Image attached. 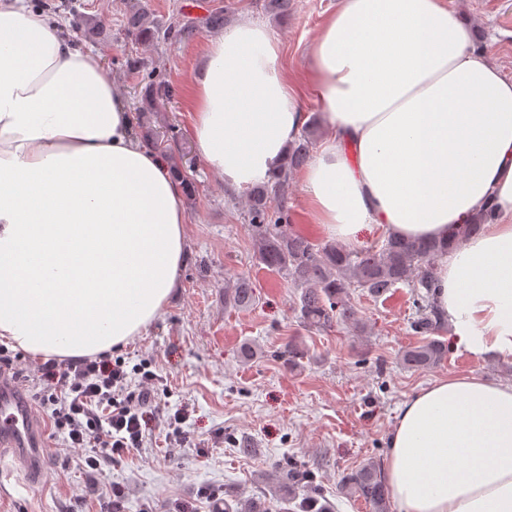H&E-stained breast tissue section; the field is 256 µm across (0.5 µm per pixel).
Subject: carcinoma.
I'll return each mask as SVG.
<instances>
[{
	"label": "carcinoma",
	"instance_id": "carcinoma-1",
	"mask_svg": "<svg viewBox=\"0 0 512 512\" xmlns=\"http://www.w3.org/2000/svg\"><path fill=\"white\" fill-rule=\"evenodd\" d=\"M224 26V9L217 8L203 20H188L174 32L160 27L153 15L140 3H129L125 27L142 43L179 38L188 39L199 28ZM142 142L148 148L167 153L159 142L158 131L143 126ZM310 134L299 136L288 151L286 163L270 180L251 187L247 194L248 220L254 232L259 262L266 268L284 273L299 292L297 297L300 324L308 330H326L344 322L356 331L361 323L350 302V288L357 286L373 297H381L399 284L413 288L416 316L412 327L423 340L404 350V367L419 370L439 364L448 354V346L437 334L444 327L435 301V261L448 253L453 241L478 234L495 219L489 208L472 224H462L455 240H409L395 235L387 237L380 248H349L337 243L313 244L306 236L284 230L288 215L275 208L274 202L288 185L292 171L305 164L310 156ZM254 300L248 280L237 278L224 286V306L247 308ZM275 488L282 492L288 509L285 512H334V507L314 484L313 473L306 465L286 462L277 468ZM346 494L368 503L375 512H386L389 487L378 465L367 462L346 473L340 483ZM266 492L248 499H226L214 504L213 512H269Z\"/></svg>",
	"mask_w": 512,
	"mask_h": 512
}]
</instances>
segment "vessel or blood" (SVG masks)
Listing matches in <instances>:
<instances>
[{"label":"vessel or blood","instance_id":"obj_1","mask_svg":"<svg viewBox=\"0 0 512 512\" xmlns=\"http://www.w3.org/2000/svg\"><path fill=\"white\" fill-rule=\"evenodd\" d=\"M0 450L27 474L43 471L45 443L34 404L14 383L0 378Z\"/></svg>","mask_w":512,"mask_h":512}]
</instances>
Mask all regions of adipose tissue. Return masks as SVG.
Segmentation results:
<instances>
[{
    "label": "adipose tissue",
    "mask_w": 512,
    "mask_h": 512,
    "mask_svg": "<svg viewBox=\"0 0 512 512\" xmlns=\"http://www.w3.org/2000/svg\"><path fill=\"white\" fill-rule=\"evenodd\" d=\"M29 0H0V343L33 358L111 352L164 309L185 264L182 186L133 137L100 54ZM304 87L266 25L209 40L191 75L197 152L225 185L270 179L307 116L329 126L303 178L333 238L448 239L435 303L452 343L512 359V79L446 0H338ZM394 512H512V383L451 377L397 408Z\"/></svg>",
    "instance_id": "1"
}]
</instances>
